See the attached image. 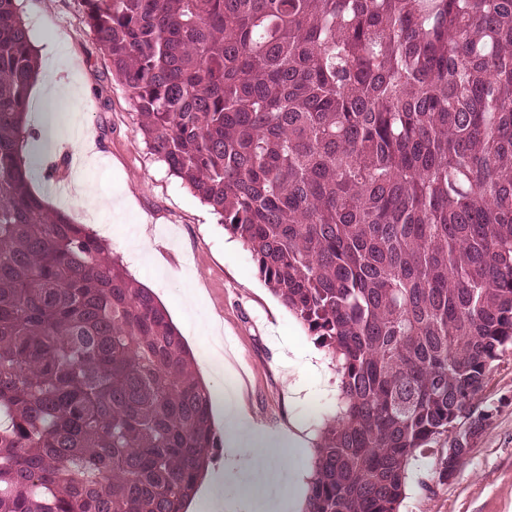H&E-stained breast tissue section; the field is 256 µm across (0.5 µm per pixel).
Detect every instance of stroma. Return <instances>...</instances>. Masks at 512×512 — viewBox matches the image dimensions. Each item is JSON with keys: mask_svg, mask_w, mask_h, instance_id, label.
Listing matches in <instances>:
<instances>
[{"mask_svg": "<svg viewBox=\"0 0 512 512\" xmlns=\"http://www.w3.org/2000/svg\"><path fill=\"white\" fill-rule=\"evenodd\" d=\"M34 46L51 44L49 79L87 91L78 117L53 111L52 100L32 99L29 122L48 128L51 141L27 144L33 190L58 201L73 222L106 240L129 275L153 289L199 363V378L215 394L224 374L264 429L280 431L300 418L313 429L334 416L336 372L326 349L261 279L250 252L220 224L218 215L168 172L137 133L130 91L113 80L110 63L85 20L83 0H19ZM83 130L87 148L73 154L68 141ZM55 177H47L49 163ZM93 185L112 206L86 213L80 190ZM224 339V373L203 364L215 336ZM472 451L448 480H440L439 449L411 461L400 512H512V347L495 361L477 397ZM218 452L211 470H223L225 499L248 498L256 512L262 488L237 478L252 456L237 449L232 468Z\"/></svg>", "mask_w": 512, "mask_h": 512, "instance_id": "stroma-1", "label": "stroma"}]
</instances>
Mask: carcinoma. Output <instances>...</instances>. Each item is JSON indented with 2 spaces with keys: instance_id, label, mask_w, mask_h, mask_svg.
<instances>
[{
  "instance_id": "cac0c4a2",
  "label": "carcinoma",
  "mask_w": 512,
  "mask_h": 512,
  "mask_svg": "<svg viewBox=\"0 0 512 512\" xmlns=\"http://www.w3.org/2000/svg\"><path fill=\"white\" fill-rule=\"evenodd\" d=\"M138 131L336 364L306 512H399L512 346V0H84ZM0 0V512H184L220 437L167 311L20 159Z\"/></svg>"
}]
</instances>
